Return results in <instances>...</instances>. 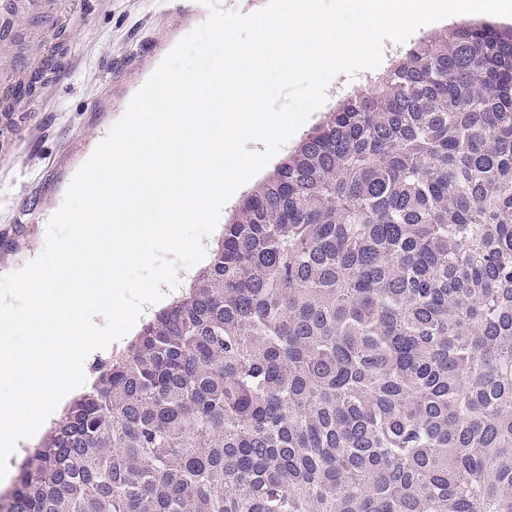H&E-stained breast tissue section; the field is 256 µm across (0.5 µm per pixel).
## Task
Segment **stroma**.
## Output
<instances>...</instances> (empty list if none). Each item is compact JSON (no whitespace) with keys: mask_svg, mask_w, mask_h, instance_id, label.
<instances>
[{"mask_svg":"<svg viewBox=\"0 0 512 512\" xmlns=\"http://www.w3.org/2000/svg\"><path fill=\"white\" fill-rule=\"evenodd\" d=\"M11 4L0 0V20L11 21L0 39V94L45 55L51 30L68 27L73 38L41 94L23 111L0 115V276L42 253L44 229L98 139L211 9L179 0H55L51 7L29 0L13 16Z\"/></svg>","mask_w":512,"mask_h":512,"instance_id":"stroma-1","label":"stroma"}]
</instances>
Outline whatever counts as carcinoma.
<instances>
[{
	"instance_id": "obj_1",
	"label": "carcinoma",
	"mask_w": 512,
	"mask_h": 512,
	"mask_svg": "<svg viewBox=\"0 0 512 512\" xmlns=\"http://www.w3.org/2000/svg\"><path fill=\"white\" fill-rule=\"evenodd\" d=\"M0 512H512V31L338 100Z\"/></svg>"
}]
</instances>
